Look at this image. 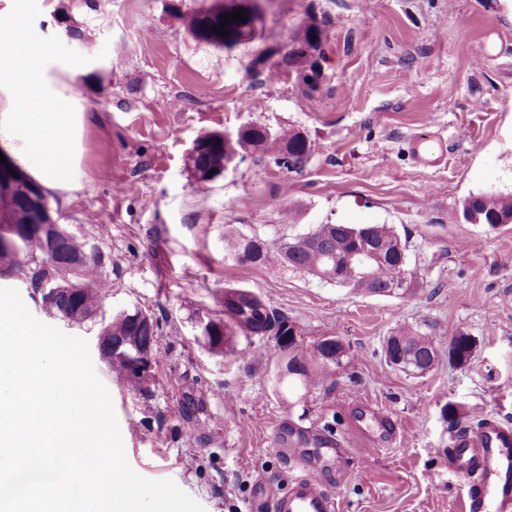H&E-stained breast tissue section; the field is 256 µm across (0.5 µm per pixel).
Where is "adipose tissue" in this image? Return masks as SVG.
Segmentation results:
<instances>
[{
  "label": "adipose tissue",
  "mask_w": 512,
  "mask_h": 512,
  "mask_svg": "<svg viewBox=\"0 0 512 512\" xmlns=\"http://www.w3.org/2000/svg\"><path fill=\"white\" fill-rule=\"evenodd\" d=\"M23 0L0 23V154L43 192L73 189L82 179L87 114L48 43L27 29Z\"/></svg>",
  "instance_id": "adipose-tissue-1"
}]
</instances>
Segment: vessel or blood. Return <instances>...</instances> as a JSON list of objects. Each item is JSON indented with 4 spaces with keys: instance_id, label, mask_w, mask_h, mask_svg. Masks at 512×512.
<instances>
[{
    "instance_id": "obj_1",
    "label": "vessel or blood",
    "mask_w": 512,
    "mask_h": 512,
    "mask_svg": "<svg viewBox=\"0 0 512 512\" xmlns=\"http://www.w3.org/2000/svg\"><path fill=\"white\" fill-rule=\"evenodd\" d=\"M410 153L417 166L441 165L447 146L441 137L416 136L409 141ZM359 437L374 444L375 432L398 438L382 409L357 402ZM282 454L292 461L298 474L287 490L267 500H253L252 512H338V503L325 489L322 471L328 461L340 453L338 441L330 436L315 439L316 455H308L301 438L287 428L277 431ZM448 464L466 478L461 498V512H512V426L493 419L482 420L475 427L458 432L448 447Z\"/></svg>"
}]
</instances>
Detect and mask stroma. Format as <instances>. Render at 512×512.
Wrapping results in <instances>:
<instances>
[{
	"label": "stroma",
	"mask_w": 512,
	"mask_h": 512,
	"mask_svg": "<svg viewBox=\"0 0 512 512\" xmlns=\"http://www.w3.org/2000/svg\"><path fill=\"white\" fill-rule=\"evenodd\" d=\"M209 0H28L31 32L74 71L91 116L80 185L49 197L59 224L95 243L111 288L101 312L137 305L159 323L150 396L134 393L92 353L109 390L128 462L173 480L206 512H247L294 471L276 450L285 423L333 433L340 460L323 472L339 512H459L449 472L457 427L512 424V224L467 222L462 203L512 193V0H266L256 39L221 50L194 39L186 15ZM321 30L320 87L306 90L284 56L306 24ZM254 122L302 132L299 171L257 154L198 188L188 157L211 131ZM439 134L440 166H416L414 136ZM298 211L295 223L284 210ZM317 224H385L423 282L398 298L355 293L277 258L241 263L224 233L284 239ZM287 316L298 343L342 340L337 362H309L314 388L283 397L287 357L273 337L212 353L199 320L224 314V288ZM438 343L474 337L471 361L408 375L383 352L404 324ZM382 407L402 432L371 450L351 405ZM463 415L451 425L442 409Z\"/></svg>",
	"instance_id": "1"
}]
</instances>
